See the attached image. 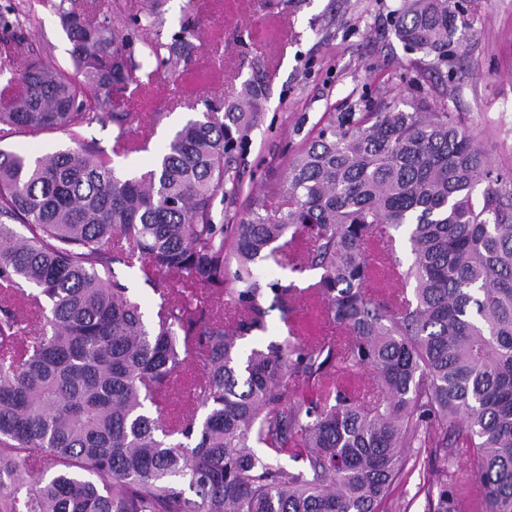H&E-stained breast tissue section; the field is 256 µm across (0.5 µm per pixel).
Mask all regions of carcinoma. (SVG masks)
<instances>
[{"instance_id":"obj_1","label":"carcinoma","mask_w":512,"mask_h":512,"mask_svg":"<svg viewBox=\"0 0 512 512\" xmlns=\"http://www.w3.org/2000/svg\"><path fill=\"white\" fill-rule=\"evenodd\" d=\"M65 2L52 7L73 72L0 55V125L74 143L0 149V512H383L407 448L469 458L465 486L512 512V171L423 100L325 112L288 164L287 205L226 224V161L265 89L205 102L150 169L120 176L78 129L123 119L107 111L113 89L179 74L191 32L161 41L163 0L126 20L120 0L93 15ZM392 15L407 49L441 62L472 17L460 0H398ZM147 151L121 133L113 154ZM269 261L319 279L266 283ZM115 263L153 283L156 315ZM390 276L395 297L380 289ZM308 290L321 321L296 324L288 302ZM269 294L289 336L245 350ZM192 364L193 407L171 417ZM461 489H427L428 512H456Z\"/></svg>"}]
</instances>
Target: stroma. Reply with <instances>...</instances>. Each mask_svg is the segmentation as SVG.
<instances>
[{
  "label": "stroma",
  "mask_w": 512,
  "mask_h": 512,
  "mask_svg": "<svg viewBox=\"0 0 512 512\" xmlns=\"http://www.w3.org/2000/svg\"><path fill=\"white\" fill-rule=\"evenodd\" d=\"M395 0H166L163 41L182 23L197 28V48L182 76L154 74L139 94L116 90L112 109L123 125L80 129L81 139L111 149L118 132L137 138L138 115L156 114L149 153L118 158L123 176L139 173L208 100L233 99L257 80L267 101L248 141L228 165L240 191L225 197L224 221L252 218L255 202L282 187L294 151L325 112L354 111L360 97L372 110L418 95L445 104L476 136L493 164L512 170V0H478L474 22L444 63L405 49L392 25ZM0 15L19 18L34 53L69 66L71 43L43 0H0ZM417 469L406 472L386 512H425L427 488L464 478L469 462L443 464L430 449L411 448Z\"/></svg>",
  "instance_id": "stroma-1"
}]
</instances>
